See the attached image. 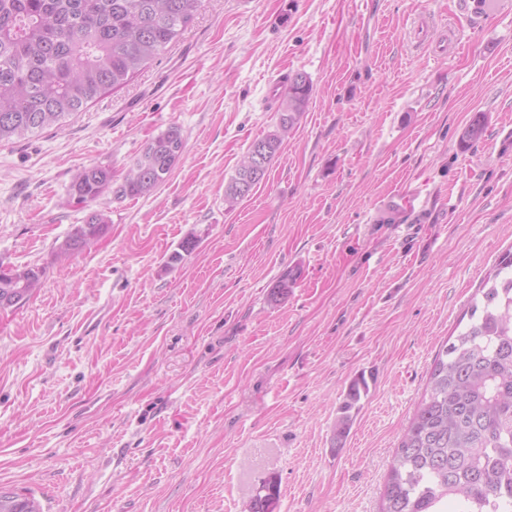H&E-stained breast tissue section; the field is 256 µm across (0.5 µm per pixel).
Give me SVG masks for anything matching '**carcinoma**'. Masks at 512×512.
Masks as SVG:
<instances>
[{
    "mask_svg": "<svg viewBox=\"0 0 512 512\" xmlns=\"http://www.w3.org/2000/svg\"><path fill=\"white\" fill-rule=\"evenodd\" d=\"M200 0H0V143L35 136L87 109L102 94L125 85L175 42L193 20ZM313 92L303 72L288 76L280 94L276 129L254 140L224 185L231 209L266 177L269 166L305 112ZM482 112L472 115L463 139H480ZM184 150L177 126L151 139L125 180L112 188V170L85 167L70 196L95 202L105 192L140 197L170 176ZM108 224L92 211L59 245L66 256L102 237ZM0 278V305L27 301L44 269L24 266ZM298 278L282 275L270 297L288 296ZM469 310V324L436 354L428 391L389 464L382 512H512V249ZM365 376L343 395L331 452L346 439L361 401ZM268 493L250 498L249 512H275L279 481H263ZM0 512H41L34 498L0 489Z\"/></svg>",
    "mask_w": 512,
    "mask_h": 512,
    "instance_id": "obj_1",
    "label": "carcinoma"
}]
</instances>
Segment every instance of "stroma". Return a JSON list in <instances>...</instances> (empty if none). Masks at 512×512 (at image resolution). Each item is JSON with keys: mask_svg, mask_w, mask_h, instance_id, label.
Segmentation results:
<instances>
[{"mask_svg": "<svg viewBox=\"0 0 512 512\" xmlns=\"http://www.w3.org/2000/svg\"><path fill=\"white\" fill-rule=\"evenodd\" d=\"M457 2L200 0L127 86L0 144V265L45 270L0 309V487L43 512H243L274 474L276 512H379L436 353L512 247V12L475 26ZM296 72L310 103L227 210L225 182L275 126V78ZM172 125L185 149L150 194L69 197L92 165L120 184ZM92 210L106 234L57 259ZM369 383L364 375L354 378L343 395L338 408L339 415L336 418L331 437V451L341 448L352 426L356 411L359 410L361 401L367 397Z\"/></svg>", "mask_w": 512, "mask_h": 512, "instance_id": "1", "label": "stroma"}]
</instances>
